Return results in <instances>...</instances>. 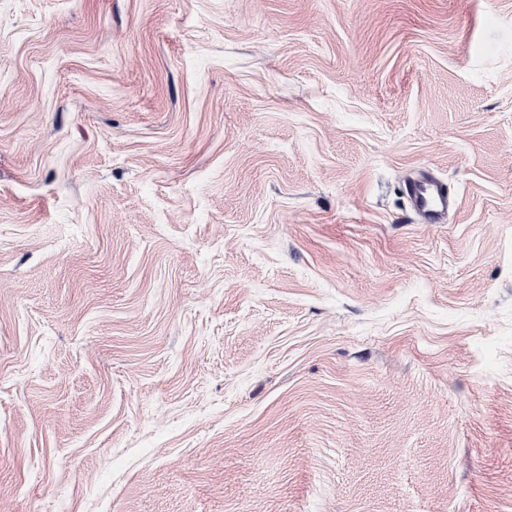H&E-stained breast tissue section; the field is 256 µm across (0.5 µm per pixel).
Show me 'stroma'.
Here are the masks:
<instances>
[{
    "mask_svg": "<svg viewBox=\"0 0 512 512\" xmlns=\"http://www.w3.org/2000/svg\"><path fill=\"white\" fill-rule=\"evenodd\" d=\"M0 512H512V0H0ZM404 191L410 210L421 224L445 223L454 207L455 199L448 185L433 177L408 182Z\"/></svg>",
    "mask_w": 512,
    "mask_h": 512,
    "instance_id": "35a3bbf8",
    "label": "stroma"
}]
</instances>
